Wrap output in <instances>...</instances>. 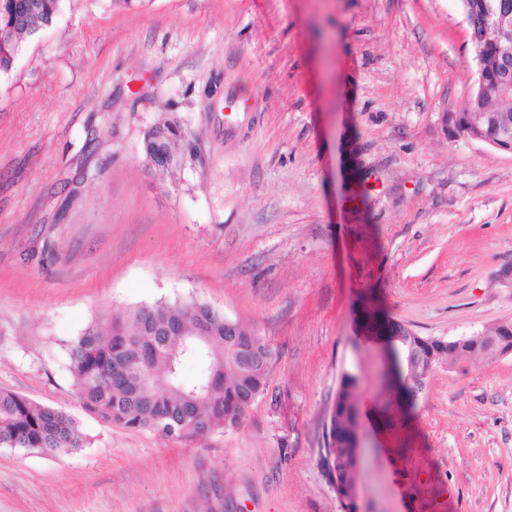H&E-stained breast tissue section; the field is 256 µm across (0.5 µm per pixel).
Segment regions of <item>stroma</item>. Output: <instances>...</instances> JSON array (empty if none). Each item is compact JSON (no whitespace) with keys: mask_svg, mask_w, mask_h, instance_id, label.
I'll list each match as a JSON object with an SVG mask.
<instances>
[{"mask_svg":"<svg viewBox=\"0 0 512 512\" xmlns=\"http://www.w3.org/2000/svg\"><path fill=\"white\" fill-rule=\"evenodd\" d=\"M457 0H62L0 75V389L65 412L69 454L0 448V512H343L331 417L360 378L357 512H512V353L388 400L366 311L453 340L512 320V152L449 119ZM184 133L175 175L143 140ZM194 299L274 352L240 426L85 412L67 345Z\"/></svg>","mask_w":512,"mask_h":512,"instance_id":"1","label":"stroma"}]
</instances>
